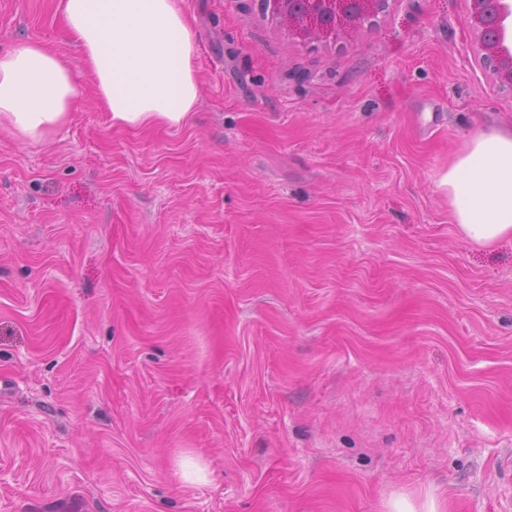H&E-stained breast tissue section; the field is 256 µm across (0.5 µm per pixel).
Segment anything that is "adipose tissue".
<instances>
[{
  "label": "adipose tissue",
  "mask_w": 512,
  "mask_h": 512,
  "mask_svg": "<svg viewBox=\"0 0 512 512\" xmlns=\"http://www.w3.org/2000/svg\"><path fill=\"white\" fill-rule=\"evenodd\" d=\"M78 59L22 42L0 52V130L44 140L80 94L75 68L93 80L112 124L184 122L198 103L196 39L177 0H62ZM451 219L471 242L512 236V133L473 134L441 179Z\"/></svg>",
  "instance_id": "adipose-tissue-1"
}]
</instances>
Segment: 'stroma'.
<instances>
[{"label": "stroma", "instance_id": "obj_1", "mask_svg": "<svg viewBox=\"0 0 512 512\" xmlns=\"http://www.w3.org/2000/svg\"><path fill=\"white\" fill-rule=\"evenodd\" d=\"M59 2L0 0V51L77 58ZM180 5L185 123L110 124L79 70L45 141L0 132V512H512V238L439 185L512 128L468 0L327 43Z\"/></svg>", "mask_w": 512, "mask_h": 512}]
</instances>
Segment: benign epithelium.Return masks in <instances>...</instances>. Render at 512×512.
I'll return each mask as SVG.
<instances>
[{"label":"benign epithelium","instance_id":"7a95c632","mask_svg":"<svg viewBox=\"0 0 512 512\" xmlns=\"http://www.w3.org/2000/svg\"><path fill=\"white\" fill-rule=\"evenodd\" d=\"M467 25L477 34L482 59L503 87L512 89V0H469ZM289 34L330 41L351 34L385 11L387 0H259Z\"/></svg>","mask_w":512,"mask_h":512}]
</instances>
